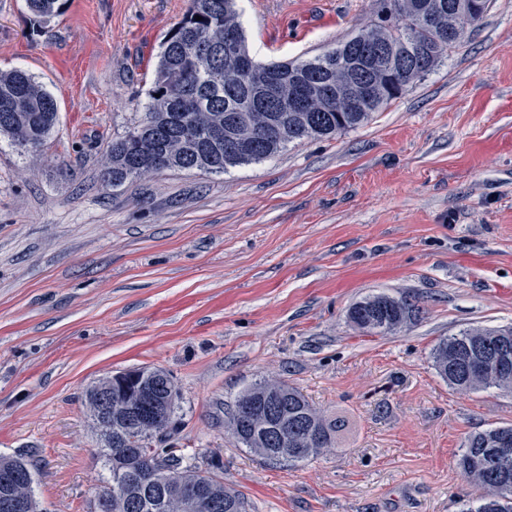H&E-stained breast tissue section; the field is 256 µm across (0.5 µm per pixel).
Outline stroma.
<instances>
[{"label": "stroma", "instance_id": "35a3bbf8", "mask_svg": "<svg viewBox=\"0 0 512 512\" xmlns=\"http://www.w3.org/2000/svg\"><path fill=\"white\" fill-rule=\"evenodd\" d=\"M188 0H60L50 21L0 0V70L53 93L42 150L0 136V455L28 450L42 512H90L105 472L84 403L113 372L164 369L165 447L219 462L249 512H460L467 436L512 424V393L463 394L432 366L442 337L512 324V0L364 125L221 175L115 187L108 145L138 121ZM251 55L313 58L377 18V0H239ZM386 294L401 330L355 329ZM299 389L335 445L291 467L238 446L250 384ZM374 304H384L385 315L377 321H363L361 312ZM416 308L406 300L395 299L384 294L371 295L356 302L350 309V322L358 329H363L377 335H386L403 328L416 316ZM369 323L371 325H365Z\"/></svg>", "mask_w": 512, "mask_h": 512}]
</instances>
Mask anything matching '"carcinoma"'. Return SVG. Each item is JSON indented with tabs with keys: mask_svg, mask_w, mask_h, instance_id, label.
I'll use <instances>...</instances> for the list:
<instances>
[{
	"mask_svg": "<svg viewBox=\"0 0 512 512\" xmlns=\"http://www.w3.org/2000/svg\"><path fill=\"white\" fill-rule=\"evenodd\" d=\"M422 0H380L378 21L362 28L336 47L298 62L261 64L250 55L236 0H190L183 18L161 45L156 76L141 119L121 137L112 140L101 170L105 183L124 182L165 170H198L221 175L232 167L263 161L304 140L330 139L369 121L390 101L402 96L417 80L433 71L465 39L479 18L467 12L468 0H437L435 11L419 8ZM36 16L49 18L59 10L58 0H26ZM202 17L198 21L195 16ZM376 33L391 46L387 67L379 77L378 93L353 110L343 95L309 100L307 111L280 112L279 106L314 82L336 85L342 68L355 62L369 78L371 63L364 41ZM232 34L248 69L224 67V36ZM58 122L55 97L28 72L0 71V135L20 150H38L51 139ZM416 316V308L403 299L371 295L350 309V322L358 329L386 335L403 328ZM512 340V326H470L446 336L432 349L437 375L462 393L490 388L512 391V369L472 367L476 350L501 339ZM157 369L135 370L143 384L152 387L166 405L172 422L176 394L168 373L156 378ZM280 390L279 408L267 410L265 389ZM249 405L260 429H240L237 410ZM315 435L296 453L294 448L272 444L268 434L294 427ZM226 427L237 443L267 462L296 466L332 445L333 426L326 422L296 388L280 380L255 382L233 404ZM98 455L108 472L95 499L112 497L111 512H248L238 491L224 486L218 469H202L174 448H156L152 440L136 439L133 423L123 420L109 433L98 430ZM512 437V425L490 427L470 434L457 465L480 490L463 512H512V456H499L496 442ZM115 448H140L143 464L153 470L156 482L144 485L140 471L119 467ZM31 454L20 450L0 455V499L22 494L39 512L33 485Z\"/></svg>",
	"mask_w": 512,
	"mask_h": 512,
	"instance_id": "cac0c4a2",
	"label": "carcinoma"
}]
</instances>
